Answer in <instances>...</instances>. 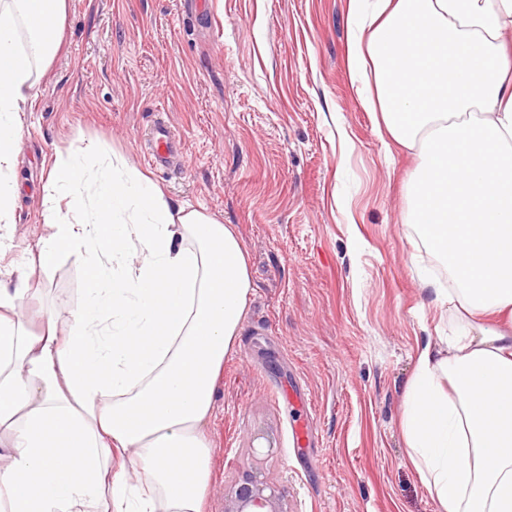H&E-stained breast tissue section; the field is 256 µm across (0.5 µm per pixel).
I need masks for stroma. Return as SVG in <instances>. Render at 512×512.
Segmentation results:
<instances>
[{"label": "stroma", "instance_id": "obj_1", "mask_svg": "<svg viewBox=\"0 0 512 512\" xmlns=\"http://www.w3.org/2000/svg\"><path fill=\"white\" fill-rule=\"evenodd\" d=\"M348 0H68L62 48L24 108L15 163L12 266L44 234L46 174L95 145L149 175L177 207L234 225L253 289L224 360L207 426L209 512L242 472L262 469L290 512H437L410 463L402 391L446 309L405 224L417 159L386 147L348 68ZM181 143L157 171L146 134ZM354 148L344 154L342 136ZM30 314L66 321L84 265L62 253L30 272ZM307 424L309 443L293 430ZM264 429L273 449L254 447Z\"/></svg>", "mask_w": 512, "mask_h": 512}]
</instances>
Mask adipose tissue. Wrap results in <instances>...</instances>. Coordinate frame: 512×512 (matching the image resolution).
I'll list each match as a JSON object with an SVG mask.
<instances>
[{"label": "adipose tissue", "instance_id": "obj_1", "mask_svg": "<svg viewBox=\"0 0 512 512\" xmlns=\"http://www.w3.org/2000/svg\"><path fill=\"white\" fill-rule=\"evenodd\" d=\"M66 14L0 0L8 239L21 112ZM348 20L377 132L417 158L406 222L448 272L421 287L457 323L403 390L408 456L438 512H512V0H349ZM47 181L31 261L78 251L85 300L32 331L25 288L0 280V512H206L205 426L253 287L241 239L133 167L61 156Z\"/></svg>", "mask_w": 512, "mask_h": 512}]
</instances>
